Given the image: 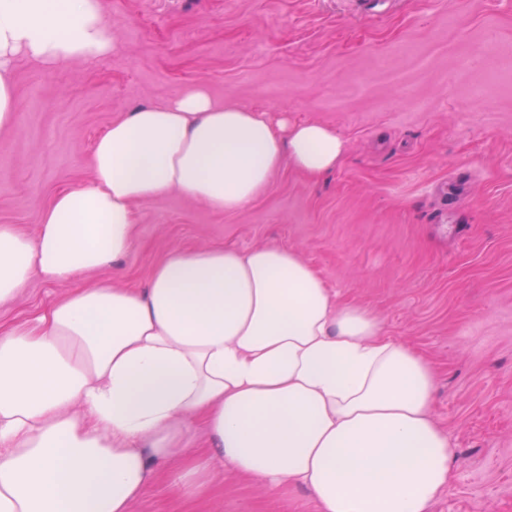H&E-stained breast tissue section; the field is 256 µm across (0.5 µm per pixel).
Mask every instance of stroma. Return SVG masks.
<instances>
[{
	"instance_id": "stroma-1",
	"label": "stroma",
	"mask_w": 512,
	"mask_h": 512,
	"mask_svg": "<svg viewBox=\"0 0 512 512\" xmlns=\"http://www.w3.org/2000/svg\"><path fill=\"white\" fill-rule=\"evenodd\" d=\"M116 44L94 62L10 68L17 118L0 131V224L36 234L54 195L90 183L112 120L201 84L218 101L336 130L317 180L282 167L247 210L180 192L135 207L137 242L95 272L146 287L176 248L294 249L342 303L435 367L433 417L454 451L430 512H512V0H104ZM61 293L35 280L0 309L32 318ZM181 506L159 482L134 512H315L213 463Z\"/></svg>"
}]
</instances>
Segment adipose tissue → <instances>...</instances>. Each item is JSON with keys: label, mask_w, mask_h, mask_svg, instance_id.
I'll list each match as a JSON object with an SVG mask.
<instances>
[{"label": "adipose tissue", "mask_w": 512, "mask_h": 512, "mask_svg": "<svg viewBox=\"0 0 512 512\" xmlns=\"http://www.w3.org/2000/svg\"><path fill=\"white\" fill-rule=\"evenodd\" d=\"M113 49L102 0H0V130L16 121L15 57ZM344 154L324 124L196 84L113 120L91 183L58 193L35 235L0 225V307L35 279L66 289L0 326V512H133L163 478L190 500L214 460L302 487L318 512H430L454 461L431 414L434 366L296 251L176 249L142 290L86 279L132 251L139 202L179 191L241 211L282 165L318 178Z\"/></svg>", "instance_id": "adipose-tissue-1"}]
</instances>
